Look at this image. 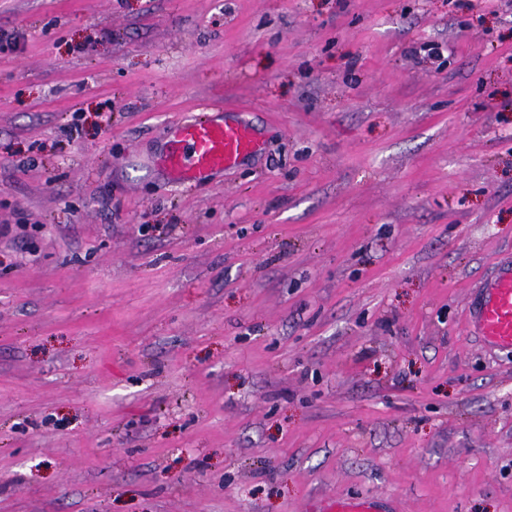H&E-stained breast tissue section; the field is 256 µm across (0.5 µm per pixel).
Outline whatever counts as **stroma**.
Instances as JSON below:
<instances>
[{
    "mask_svg": "<svg viewBox=\"0 0 512 512\" xmlns=\"http://www.w3.org/2000/svg\"><path fill=\"white\" fill-rule=\"evenodd\" d=\"M0 512H512V0H0ZM250 123L210 182L186 116ZM262 148L263 140L250 125L207 114L177 125L160 165L171 180L198 184ZM470 317L487 342L512 349V263L486 286ZM320 509L322 512H381L374 498L329 499Z\"/></svg>",
    "mask_w": 512,
    "mask_h": 512,
    "instance_id": "35a3bbf8",
    "label": "stroma"
}]
</instances>
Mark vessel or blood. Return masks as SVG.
Listing matches in <instances>:
<instances>
[{"instance_id": "obj_1", "label": "vessel or blood", "mask_w": 512, "mask_h": 512, "mask_svg": "<svg viewBox=\"0 0 512 512\" xmlns=\"http://www.w3.org/2000/svg\"><path fill=\"white\" fill-rule=\"evenodd\" d=\"M263 148L260 135L241 121L213 115L179 123L160 165L169 178L183 184H198L224 169L238 165ZM475 328L490 344L512 349V263L483 291L471 315ZM321 512H380L374 498L330 499Z\"/></svg>"}]
</instances>
